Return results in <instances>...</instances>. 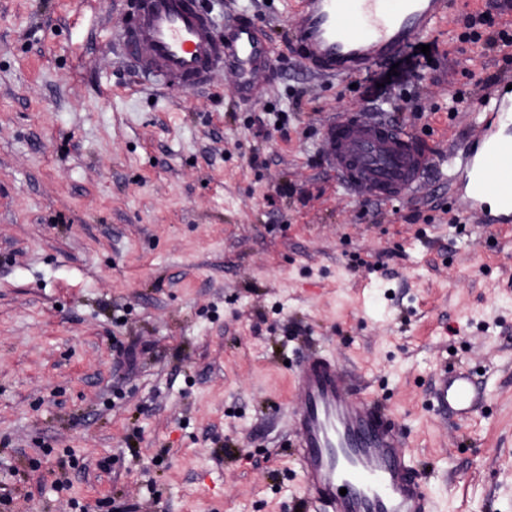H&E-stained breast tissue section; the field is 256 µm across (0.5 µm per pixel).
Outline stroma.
<instances>
[{"label":"stroma","instance_id":"1","mask_svg":"<svg viewBox=\"0 0 512 512\" xmlns=\"http://www.w3.org/2000/svg\"><path fill=\"white\" fill-rule=\"evenodd\" d=\"M486 3L352 83L291 52L299 0H202L277 51L243 104L222 73L142 80L115 47L127 0H0V512H302L289 416L314 352L391 412L434 512H512V224L457 209L443 162L357 198L320 136L376 104L462 153L482 116L452 95L481 96L471 70L512 78V47L460 39ZM455 368L487 394L465 420L431 407Z\"/></svg>","mask_w":512,"mask_h":512}]
</instances>
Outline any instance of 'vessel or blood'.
Instances as JSON below:
<instances>
[{
  "instance_id": "1",
  "label": "vessel or blood",
  "mask_w": 512,
  "mask_h": 512,
  "mask_svg": "<svg viewBox=\"0 0 512 512\" xmlns=\"http://www.w3.org/2000/svg\"><path fill=\"white\" fill-rule=\"evenodd\" d=\"M452 0H301L289 18L294 47L312 73L350 79L393 60L430 34ZM193 0H142L124 30L127 61L155 85L193 90L220 71L234 79L241 102L255 100L276 70L266 31L246 15L224 23ZM479 107L481 121L461 167L452 177L456 199L484 224H512V90L498 84ZM329 167L355 196L390 201L421 186L438 161L424 139L379 113H340L322 136ZM301 405L290 417L305 493L318 512H433L426 481L411 464L395 419L367 398L353 395L333 358L316 353L294 374ZM484 400L470 372L443 377L434 407L468 418Z\"/></svg>"
}]
</instances>
